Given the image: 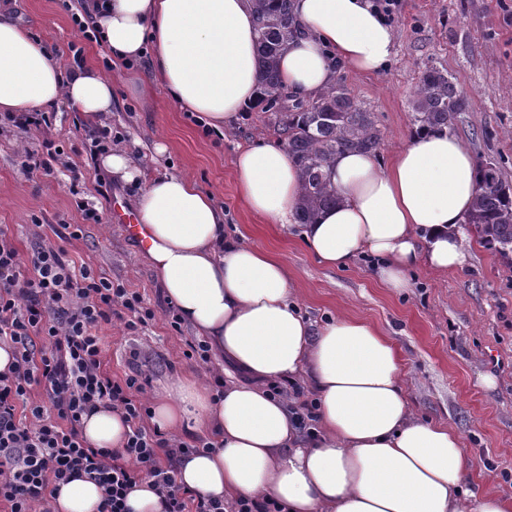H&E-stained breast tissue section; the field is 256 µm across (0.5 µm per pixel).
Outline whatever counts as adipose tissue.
Returning <instances> with one entry per match:
<instances>
[{"label":"adipose tissue","mask_w":512,"mask_h":512,"mask_svg":"<svg viewBox=\"0 0 512 512\" xmlns=\"http://www.w3.org/2000/svg\"><path fill=\"white\" fill-rule=\"evenodd\" d=\"M90 12L113 63L150 55L173 100L221 128L258 94L257 36L250 0H106ZM300 36L280 61L289 92L308 96L339 69L380 72L393 28L369 0H294ZM66 101L96 120L112 110V83L86 68L62 77L44 47L0 13V112ZM247 209L271 224L292 223L298 169L287 149L254 145L234 161ZM340 197L301 237L324 265L342 269L368 254L390 288L408 285L420 262L463 265L456 228L478 187L471 153L447 131L413 135L391 165L346 153L333 168ZM147 256L182 321L240 375L213 399L188 377L156 400L160 429L208 433L210 448L182 456L180 485L222 500L258 494L287 512H512V498L466 487V461L451 429L412 418L400 357L376 327L339 317L312 330L292 301L284 264L231 238L224 210L191 180L163 175L137 201ZM306 375L318 398L321 431L307 443L269 382ZM126 426L102 408L84 419L95 448L120 447ZM92 480L62 485L56 512H96Z\"/></svg>","instance_id":"ef3b65f1"}]
</instances>
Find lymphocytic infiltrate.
<instances>
[{
	"mask_svg": "<svg viewBox=\"0 0 512 512\" xmlns=\"http://www.w3.org/2000/svg\"><path fill=\"white\" fill-rule=\"evenodd\" d=\"M123 318L130 329L153 319L139 291L113 284L62 249L21 255L0 228V344L12 361L0 373V506L5 512H51L62 484L98 483L97 512H129L128 493L150 481L164 512H284L269 497L231 502L178 484L186 443L146 426L151 416L138 373L114 378L104 368L101 324ZM45 397H31L33 388ZM120 411L128 430L119 448H94L82 420L98 408Z\"/></svg>",
	"mask_w": 512,
	"mask_h": 512,
	"instance_id": "lymphocytic-infiltrate-1",
	"label": "lymphocytic infiltrate"
}]
</instances>
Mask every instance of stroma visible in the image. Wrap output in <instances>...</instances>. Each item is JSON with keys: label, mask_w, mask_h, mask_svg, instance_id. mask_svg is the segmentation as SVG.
Segmentation results:
<instances>
[{"label": "stroma", "mask_w": 512, "mask_h": 512, "mask_svg": "<svg viewBox=\"0 0 512 512\" xmlns=\"http://www.w3.org/2000/svg\"><path fill=\"white\" fill-rule=\"evenodd\" d=\"M60 63L77 33L64 0H0ZM393 57L383 72H346L359 106L373 112L383 134L377 154L390 164L413 134L412 92L424 70L446 69L466 98L451 131L475 161H498L512 183V0H400L393 22ZM105 44H86L84 66L112 82V149L126 153L146 177L183 175L193 179L224 208L227 230L242 243L275 253L287 266L294 298L313 329L339 316L366 321L388 336L401 356V374L413 417L454 430L466 451L473 490L512 496V261L488 250L474 229L461 225L467 259L438 272L417 267L408 287H383L375 259L361 256L348 268L321 264L300 239L299 224H267L251 214L239 196L234 159L240 148L283 145L270 113L255 107L240 113L218 135H209L194 113L184 111L151 79L147 60L135 68L111 66ZM51 137L65 165L52 174H29V156H45L40 131L0 127V227L22 255L37 246L64 250L75 266L106 273L113 283L138 290L155 317L131 331L120 320L102 324L105 362L113 376L128 374L137 359L147 378V403L165 395L178 379H197L213 389L224 361L187 359L190 327L171 329L169 300L145 250L109 215L113 196L135 208L143 186L106 175L88 160L84 142L97 127L69 110L51 105ZM167 151L157 154L156 144ZM110 194H100L98 180ZM97 210L102 223L84 225L80 239L70 224L83 223V208Z\"/></svg>", "instance_id": "35a3bbf8"}]
</instances>
